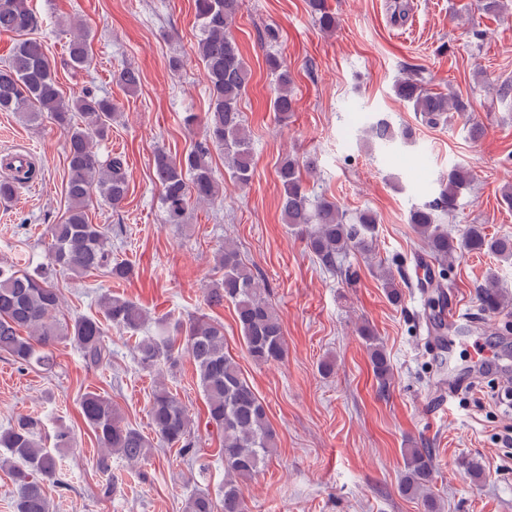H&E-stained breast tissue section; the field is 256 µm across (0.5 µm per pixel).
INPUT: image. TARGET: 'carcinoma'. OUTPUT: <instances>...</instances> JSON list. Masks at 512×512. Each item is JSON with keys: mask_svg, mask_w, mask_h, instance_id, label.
<instances>
[{"mask_svg": "<svg viewBox=\"0 0 512 512\" xmlns=\"http://www.w3.org/2000/svg\"><path fill=\"white\" fill-rule=\"evenodd\" d=\"M244 6L245 0H194L200 32L197 56L209 83L210 103L201 139L179 157L163 149L154 154L155 183L170 224L186 223L190 203L206 204L219 194L211 165L212 150L223 151L224 164L233 180L241 185L250 182L254 159L241 104L251 70L233 34ZM309 7L323 32L336 30V13L327 0H309ZM36 26L28 0H0V32L18 36L11 56L0 64V112H13L27 121H35L45 113L65 135L69 208L65 220L49 228L48 266L65 269L77 277L103 270L116 283L127 281L133 274L132 264L112 257V242L106 229L101 224L89 223L86 212L95 193L114 207L128 194L125 160L113 156L102 161L92 148L93 138L106 135L115 116V104L90 92L70 99L64 97L44 43L30 36ZM68 50L72 67L87 66L92 46L86 30L73 36ZM266 64L274 76L272 111L285 119L295 111L293 74L278 55L266 54ZM114 78L128 90L136 89L141 81L140 71L129 66L121 68ZM395 92L429 126L447 122L450 112L461 116L473 112L467 99L429 91L416 72L399 79ZM366 133L384 146L410 139L408 131L395 130L386 119L370 124ZM0 162L11 170L10 177L0 180V199L13 197L18 184L37 177L31 164L21 171L12 168L6 156ZM276 176L281 186L280 205L285 223L296 230L325 269L342 270L339 257L351 249L364 254L374 251L377 218L373 213L364 211L350 224L336 202L310 199L300 165L291 157L280 159ZM473 181L468 169L454 166L447 179L439 181L437 196L409 211V223L429 256L441 265L451 266L470 252L489 253L505 261L512 259V237L489 238L479 224L469 225L456 236L436 222L435 212L453 211L458 195L469 189ZM216 266L222 275L208 288L207 303L222 306L229 302L234 306L247 354L254 362L283 361L287 344L281 319L260 278L242 261L236 245L228 238L217 252ZM380 278L389 301L400 303L402 294L392 270H381ZM476 296L480 310L490 316L509 306L508 294L493 276L477 287ZM59 304V292L47 273L31 274L0 266V353L9 356L20 369L35 365L50 369L54 359L48 347L65 340L77 347L87 364L101 368L110 365L112 349L106 343L104 325L94 317L79 316L62 329L56 318ZM101 307L112 327L135 335L134 349L143 368H172L184 352L193 361L208 423L215 425L222 437L219 453L224 457V490L219 501L206 490H196L188 498L185 512H246L240 485L260 471L277 448V441L263 403L224 347V327L206 316L187 321L164 318L156 321L155 335L140 336L138 332L149 322L141 307L113 294L104 295ZM358 333L380 388H389L393 368L384 345L365 324L358 327ZM79 415L102 449L97 468L103 472L111 468L114 455L133 464L148 459L156 447H174L183 456L196 448L186 406L162 382L152 391L148 408L152 439L122 424L112 400L95 391L82 395ZM40 430L38 418L21 416L0 434V446L11 454V459L4 463L16 484L17 512H50L45 482L64 484L58 460L43 445ZM403 453L405 471L400 493L418 501L423 512H437L438 503L432 491V450L413 443Z\"/></svg>", "mask_w": 512, "mask_h": 512, "instance_id": "obj_1", "label": "carcinoma"}]
</instances>
